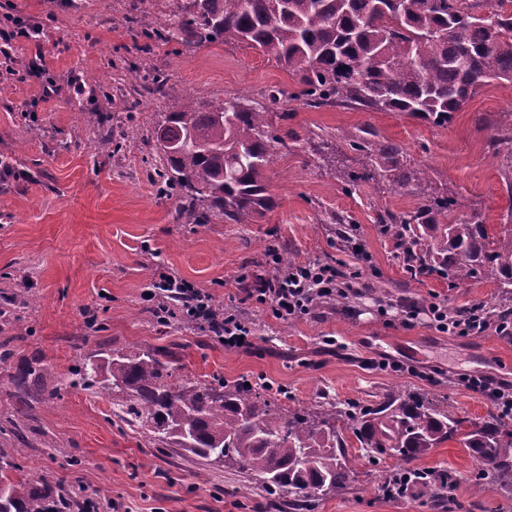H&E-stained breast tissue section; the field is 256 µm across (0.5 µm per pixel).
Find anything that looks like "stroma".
Returning a JSON list of instances; mask_svg holds the SVG:
<instances>
[{
    "instance_id": "obj_1",
    "label": "stroma",
    "mask_w": 512,
    "mask_h": 512,
    "mask_svg": "<svg viewBox=\"0 0 512 512\" xmlns=\"http://www.w3.org/2000/svg\"><path fill=\"white\" fill-rule=\"evenodd\" d=\"M134 2L0 0V26L9 18L32 26L55 16L40 42L21 40L0 54V159L15 170L0 177V308L22 275L30 299L28 307L0 317V340L12 351L0 366V424L15 417L28 437L17 458L23 474L83 486L91 497L105 490L129 512H267L255 482L157 445L113 414L105 394L71 384L74 364L112 351L132 356L156 348L175 380H246L282 389L292 407L327 396L370 403L403 388L473 419L492 411L488 396L464 380L512 381V335L442 333L426 314L434 304L461 311L493 304L492 280L410 278L376 219L414 210L419 199L377 181L346 192V173L361 171L364 157L346 150L333 162L312 152L308 140L314 132L341 138L373 127L427 170L431 194L455 197L463 211H477L498 231L512 225V173L491 143L502 113L512 110V83L490 81L445 127L393 112L288 102L286 113L272 115L275 134L290 137L266 172L275 208L256 224L201 229L179 219V198L157 195L151 184L154 127L162 113L189 97L218 104L238 94L264 104L272 89L298 86L281 65L242 44L146 42L137 35ZM39 51L60 88L48 100L40 83L25 76ZM133 72L162 75L165 87L129 113L123 102L134 94ZM106 78L111 99L79 103L74 84L89 88ZM105 120L120 143L109 154L96 152L93 138ZM330 212L357 224L362 252L340 243L324 222ZM274 241L298 262L360 272L362 289L347 304L331 301L299 318L276 319L243 292L246 278L267 273L266 250ZM162 271L246 316L252 348L226 349L177 315L158 322L143 294ZM328 336L335 345H325ZM35 356L47 367L46 385L60 386V396L21 411L8 395L9 375ZM414 465L456 477L452 512H512V497L497 487L473 490L472 460L456 444H443ZM351 467L350 488L318 498L312 512H436L418 494L384 497L367 459L353 458Z\"/></svg>"
}]
</instances>
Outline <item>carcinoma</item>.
<instances>
[{
  "label": "carcinoma",
  "instance_id": "obj_1",
  "mask_svg": "<svg viewBox=\"0 0 512 512\" xmlns=\"http://www.w3.org/2000/svg\"><path fill=\"white\" fill-rule=\"evenodd\" d=\"M172 23L143 24L141 35L188 46L244 43L288 70L299 92L277 89L274 103L303 98L316 105L358 106L396 112L444 127L489 80L512 83V0H172ZM271 113L245 96L218 105L186 101L154 129L158 191L179 197V217L204 227L216 221L256 224L276 206L265 171L275 145ZM503 165L512 172V111L502 113ZM195 135L208 145L185 142ZM369 169L348 182L378 179L410 188L421 201L413 211L379 215L382 235L412 278L451 281L486 277L498 303L489 320L512 321V228L496 235L476 213L426 192L427 172L397 143L371 128L345 141ZM46 367L34 358L11 375L9 396L20 405L58 396L44 385ZM74 382L97 387L114 409L160 445L175 446L204 464L229 463L259 481L272 506L288 497L303 512L318 495L341 493L351 482L350 432L373 465L385 456L413 461L445 442L468 451L471 486L494 483L512 494V412L476 421L443 402L406 389L373 404L340 405L326 398L289 408L270 388L249 382L172 380L160 350L133 357L111 352L71 369ZM22 449L0 448V512H91L89 501L45 479L20 472ZM389 496L419 492L436 506L449 501L456 481L445 470L401 468L380 472Z\"/></svg>",
  "mask_w": 512,
  "mask_h": 512
}]
</instances>
